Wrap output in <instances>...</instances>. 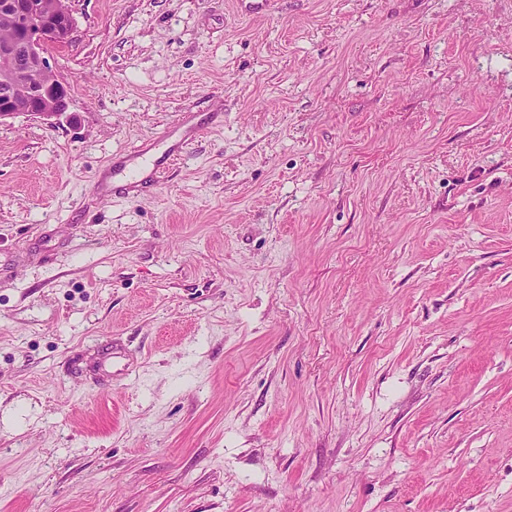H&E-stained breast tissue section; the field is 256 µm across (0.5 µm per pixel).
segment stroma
<instances>
[{"label":"stroma","mask_w":512,"mask_h":512,"mask_svg":"<svg viewBox=\"0 0 512 512\" xmlns=\"http://www.w3.org/2000/svg\"><path fill=\"white\" fill-rule=\"evenodd\" d=\"M71 9L0 122V512H512V0Z\"/></svg>","instance_id":"35a3bbf8"}]
</instances>
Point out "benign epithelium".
Wrapping results in <instances>:
<instances>
[{
  "label": "benign epithelium",
  "mask_w": 512,
  "mask_h": 512,
  "mask_svg": "<svg viewBox=\"0 0 512 512\" xmlns=\"http://www.w3.org/2000/svg\"><path fill=\"white\" fill-rule=\"evenodd\" d=\"M14 19L12 36L0 42V122L19 114L49 120L66 112L68 89L49 63L50 49L72 40L69 6L48 0H0Z\"/></svg>",
  "instance_id": "obj_1"
}]
</instances>
